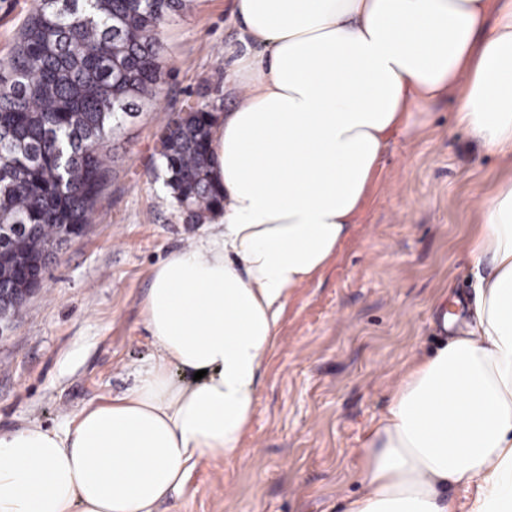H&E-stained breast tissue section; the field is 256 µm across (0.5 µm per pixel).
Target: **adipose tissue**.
<instances>
[{"label":"adipose tissue","instance_id":"obj_1","mask_svg":"<svg viewBox=\"0 0 512 512\" xmlns=\"http://www.w3.org/2000/svg\"><path fill=\"white\" fill-rule=\"evenodd\" d=\"M245 52L217 113V232L153 269L155 353L63 426L0 434V512H155L196 459L239 448L295 288L362 212L391 134L457 90L456 121L512 157V0H233ZM476 319L393 389L345 512H512V180L482 213ZM200 373L182 382L178 373Z\"/></svg>","mask_w":512,"mask_h":512}]
</instances>
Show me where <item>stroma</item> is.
I'll list each match as a JSON object with an SVG mask.
<instances>
[{"label":"stroma","instance_id":"35a3bbf8","mask_svg":"<svg viewBox=\"0 0 512 512\" xmlns=\"http://www.w3.org/2000/svg\"><path fill=\"white\" fill-rule=\"evenodd\" d=\"M163 27L156 96L109 143L92 224L0 333L1 433L59 428L132 388L155 352L142 315L153 268L215 230L192 223L154 171L169 119L197 102L232 104L239 23L232 0H190ZM457 104L449 94L391 137L351 236L286 305L241 448L198 460L157 512H343L359 493L361 449L391 389L446 341L444 313L474 318L464 302L480 206L512 178L511 158L455 126Z\"/></svg>","mask_w":512,"mask_h":512}]
</instances>
